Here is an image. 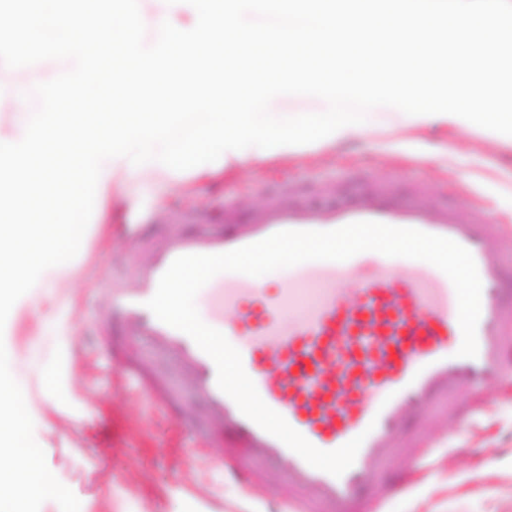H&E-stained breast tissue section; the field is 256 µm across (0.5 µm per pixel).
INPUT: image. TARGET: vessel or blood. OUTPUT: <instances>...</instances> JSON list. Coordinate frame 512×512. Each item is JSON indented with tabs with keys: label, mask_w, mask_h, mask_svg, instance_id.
<instances>
[{
	"label": "vessel or blood",
	"mask_w": 512,
	"mask_h": 512,
	"mask_svg": "<svg viewBox=\"0 0 512 512\" xmlns=\"http://www.w3.org/2000/svg\"><path fill=\"white\" fill-rule=\"evenodd\" d=\"M358 221L415 228L468 249L482 282L478 354L458 356L462 331L450 279L432 264L375 251L345 261H308L287 268L274 296L254 277L216 275L205 286L204 321L242 337L243 367L264 402L319 449L331 451L364 435L354 464L341 476L315 469L244 416L217 385L213 360L187 334L147 308L170 264L189 254H220L282 230H333ZM146 257L132 260L110 286L102 318L110 331L103 350L116 375L131 381L157 410L175 407L182 390L203 406L205 442L222 448L225 478L252 489L257 478L287 480L295 495L286 512H369L403 490L386 478L396 453L413 441L408 420L426 411H456L467 393L473 424L489 404L487 389L512 376V264L505 249L512 227L490 219L480 203L460 208L427 199L381 179L339 192L294 188L271 197L247 218L224 207L220 224L189 230L168 224L147 233L123 225ZM172 359L180 379L163 382L153 356Z\"/></svg>",
	"instance_id": "b4317fda"
}]
</instances>
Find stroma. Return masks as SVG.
Returning <instances> with one entry per match:
<instances>
[{"instance_id": "1", "label": "stroma", "mask_w": 512, "mask_h": 512, "mask_svg": "<svg viewBox=\"0 0 512 512\" xmlns=\"http://www.w3.org/2000/svg\"><path fill=\"white\" fill-rule=\"evenodd\" d=\"M355 172L403 179L429 196L448 194L464 204L485 199L496 218L512 222V144L465 131L395 128L334 149L233 163L202 184L191 176L177 184L155 175L134 177L111 222L90 221L84 254L54 296L39 294L13 322V351L24 364L30 395L40 398L45 373L54 371L68 399L51 430L29 438L32 453L56 473L65 492L46 503L26 501V512H206L213 497L223 499L224 512H278L292 494L288 484L262 483L249 496L225 483L218 464L222 449L188 456L205 426L190 396L178 404L179 420L150 413L98 354L112 261L140 255L112 227L165 224L176 213L217 224L225 203L246 213L266 202L262 175H273L284 188L314 183L343 190ZM490 396L495 412L469 428L451 414L428 417V438L443 437L447 444L424 477L381 512H512V395L498 389Z\"/></svg>"}]
</instances>
